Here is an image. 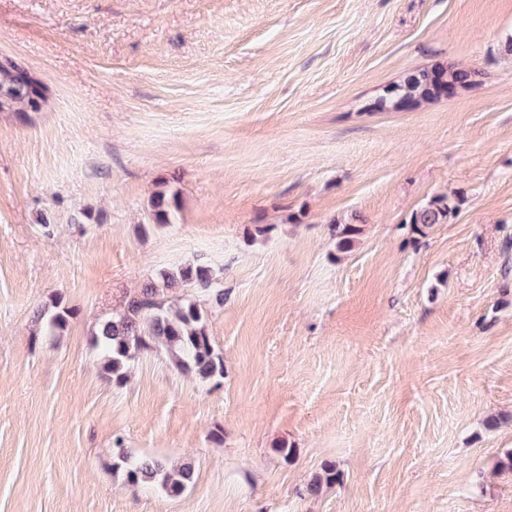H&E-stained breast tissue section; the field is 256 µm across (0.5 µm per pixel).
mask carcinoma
<instances>
[{
	"label": "carcinoma",
	"mask_w": 512,
	"mask_h": 512,
	"mask_svg": "<svg viewBox=\"0 0 512 512\" xmlns=\"http://www.w3.org/2000/svg\"><path fill=\"white\" fill-rule=\"evenodd\" d=\"M450 73L453 81L460 86L474 84L475 73L454 64L423 68L414 72L411 86L422 92V103H429L439 96L438 85ZM407 91L405 83L400 81L386 90L375 103L374 108L381 110L398 109L397 102ZM26 107L32 112L40 110L43 98L33 96L29 86L17 82L5 86L0 82V112H12L14 108L2 104L5 99ZM177 195L167 189L159 190L152 199L156 224L163 226L171 223L176 208ZM460 205L456 196L438 194L414 210L408 220L413 231L419 235L436 224H446L455 217ZM359 217L335 219L331 222L332 235L336 246L345 250L354 242L359 233ZM215 277L210 268L200 264H183L172 270H161L148 279L133 294L118 312L97 322L95 346L99 348L104 361V369L116 384H123L127 377V365L140 352L159 348L167 354L174 367L201 380H210L224 374V358L217 352L208 332L204 311L191 295H186L175 303H167L165 296L169 292L183 288H194L208 294L209 300L216 306L224 305V290L213 285ZM70 311L62 309L51 316L45 312L37 313V320L45 321L49 332L65 330ZM113 469L121 471L125 483L130 487L159 485L167 494L179 496L192 484L194 467L188 463L168 466L158 460L131 459L122 448L121 440H116V454ZM336 466L327 464L323 473L315 476L307 486V493L316 495L322 484L336 482Z\"/></svg>",
	"instance_id": "cac0c4a2"
}]
</instances>
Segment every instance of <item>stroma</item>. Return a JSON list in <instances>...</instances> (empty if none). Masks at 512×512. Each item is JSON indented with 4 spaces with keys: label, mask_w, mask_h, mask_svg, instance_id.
<instances>
[{
    "label": "stroma",
    "mask_w": 512,
    "mask_h": 512,
    "mask_svg": "<svg viewBox=\"0 0 512 512\" xmlns=\"http://www.w3.org/2000/svg\"><path fill=\"white\" fill-rule=\"evenodd\" d=\"M1 56L46 100L0 112V512H512V0H0ZM438 63L476 84L373 110ZM188 262L223 377L115 384L97 319ZM118 442L191 487L130 488ZM176 198V193H171L167 189H162L155 193L151 203L154 208V217L157 225L163 226L171 223V216L176 208ZM459 205L460 199L456 196L434 195L411 213L408 223L413 225L415 233L425 235L435 224H446L454 218ZM359 216H351L350 218L335 219L331 222L332 235L336 239V246L340 250H345L351 247L354 242L355 236L359 233L360 229L357 225Z\"/></svg>",
    "instance_id": "stroma-1"
}]
</instances>
